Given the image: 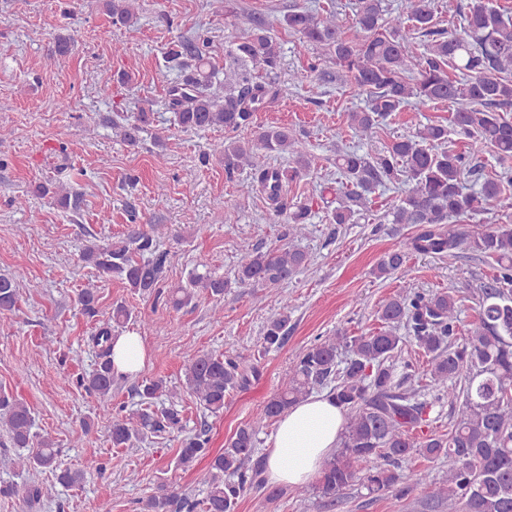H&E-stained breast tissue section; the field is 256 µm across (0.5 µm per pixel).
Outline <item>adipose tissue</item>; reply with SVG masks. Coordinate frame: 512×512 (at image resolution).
Here are the masks:
<instances>
[{
	"label": "adipose tissue",
	"mask_w": 512,
	"mask_h": 512,
	"mask_svg": "<svg viewBox=\"0 0 512 512\" xmlns=\"http://www.w3.org/2000/svg\"><path fill=\"white\" fill-rule=\"evenodd\" d=\"M141 336L114 337L112 364L119 374L132 375L145 364ZM345 428V414L331 396L309 397L293 406L278 421L263 459L268 484L293 486L309 482L335 452Z\"/></svg>",
	"instance_id": "1"
}]
</instances>
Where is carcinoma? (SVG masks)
<instances>
[{"label": "carcinoma", "mask_w": 512, "mask_h": 512, "mask_svg": "<svg viewBox=\"0 0 512 512\" xmlns=\"http://www.w3.org/2000/svg\"><path fill=\"white\" fill-rule=\"evenodd\" d=\"M112 24L133 21L131 0H107ZM354 16L361 36H343L336 13L315 15L294 9L284 17L288 31L301 36L328 55L338 72L348 78L353 93L364 96L368 106L347 113L348 126L357 134L374 132L383 121L410 103L426 106L452 102L456 109L449 124H426L400 136L372 158L355 150L336 152L340 173L338 191L345 202L328 214L332 224H349L355 207L365 204L380 187L398 181L409 189L394 202L388 215L393 224L422 227L404 237L397 248L384 254L375 273L389 277L405 270L412 255L442 254L462 247L493 261L494 273L474 292L477 320L460 335L462 303L457 289L426 293L412 287L400 289L377 311L379 327L368 333L338 332L320 337L288 364L283 385L266 403L260 416L239 428L224 452L211 462L205 498L186 495H151L146 512H234L248 489L263 484L260 463L245 462L254 455L259 427L277 418L313 392L329 388V394L348 412L339 439V450L323 465L313 492L336 501L355 485L368 494L405 499L427 483L430 471L406 474L402 463L419 455L447 466L445 478L434 492L436 506L445 512H512V225L452 224L460 216L481 214L490 207L512 209V176L508 171H485L472 163L471 155L448 146L451 134L479 142L496 161L512 162V14L492 0H468L459 30L448 33L435 27L430 0H402L395 15L384 13L380 0H354ZM427 38L426 51L415 75L408 74L409 49L416 37ZM207 41H181L169 51L172 60L190 56L204 60ZM281 60L280 44L263 19L255 21L251 34L235 44L224 58V94L210 91L215 70L185 76L169 91V109L185 130L224 128V141L213 152L224 160L231 179L247 170L252 182L273 202L276 215L284 217L292 232H306L311 208L289 204L282 196L283 182L306 176L309 161L302 134L286 126H269L258 143L237 137L253 122L254 113L288 96V87L267 76ZM149 122L145 112L133 123L121 126L123 141L140 142ZM288 153L294 165L286 170L268 165L271 154ZM469 174L479 188L464 191L462 178ZM150 254L138 260L135 254ZM80 258L99 276L121 281L135 292L161 291L167 254L156 249L146 232H136L121 245L88 246ZM307 265L306 254L295 248L244 251L234 279L195 273L189 286L172 288L168 300L175 308L190 304L197 291L221 297L234 285L258 288L262 297L280 305L281 312L264 329L262 348L271 351L287 339L288 299L283 285ZM23 274L0 276V314L16 308ZM77 304L82 313L98 315L96 287L83 288ZM130 311L121 303L112 306L92 340L101 347L100 361L78 385L94 394L98 409L112 419L110 435L115 447L139 436H160L181 431L183 416L173 406L154 408V400L166 386L160 380L140 385L141 408L125 416L112 414V330L124 327ZM406 335H401L400 330ZM410 341L429 356L419 370L401 359ZM348 357L338 360V351ZM404 369L396 378V362ZM257 373L255 363L240 354H194L185 368L184 385L203 409L217 414L231 392L247 386ZM425 376L434 401L460 393L461 405L445 434L422 430L433 401L421 398L418 389L404 382ZM31 409L11 393L0 389V430L17 448H30L13 459L20 472L51 469L57 484L31 483L23 489L30 505L53 497L56 485L82 484L85 473L60 467L58 450L47 437L32 432ZM208 437L201 430L182 440L179 462L188 466L207 453Z\"/></svg>", "instance_id": "carcinoma-1"}]
</instances>
